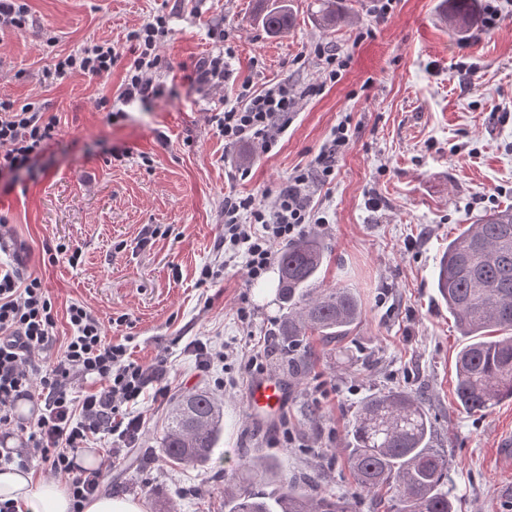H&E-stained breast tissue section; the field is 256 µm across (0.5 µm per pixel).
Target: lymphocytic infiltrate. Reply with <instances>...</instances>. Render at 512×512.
<instances>
[{
    "label": "lymphocytic infiltrate",
    "instance_id": "f902f5d3",
    "mask_svg": "<svg viewBox=\"0 0 512 512\" xmlns=\"http://www.w3.org/2000/svg\"><path fill=\"white\" fill-rule=\"evenodd\" d=\"M169 33L165 18L154 17L128 34L129 61H121L109 44H87L59 57L53 78L62 82L76 73L98 77L120 64L125 75L117 103L147 101L160 92L158 46ZM194 82L203 90L235 84V103L225 105L217 119L228 147L250 141L263 152H272L292 124L301 99L285 79L259 89L249 79L234 82L220 54L197 67ZM58 132L56 119L46 116L36 103L0 98V173L28 168ZM349 143L348 125L338 123L310 163L285 178L272 205L251 194L225 195L220 246L227 260H241L248 281L262 278L276 259V245L293 242L322 223L311 190L317 184H331L336 158ZM66 315L71 336L55 360L40 364L39 354L55 342V304L39 275L28 271L24 261L0 268V428L10 429L20 443L16 454L1 455L0 463L38 462L45 472L65 481L73 512H82L84 502L99 493L105 470L128 457L139 439L144 416L136 407L147 385L162 376L163 366L130 361L126 345L106 342L103 324L84 304H70ZM88 380L101 382V390L73 397L72 383ZM23 401L31 405L26 416L18 413ZM123 405L132 407V414L119 416ZM102 433L113 437L105 460L94 469L76 465L75 458L90 437Z\"/></svg>",
    "mask_w": 512,
    "mask_h": 512
}]
</instances>
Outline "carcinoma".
<instances>
[{"instance_id":"cac0c4a2","label":"carcinoma","mask_w":512,"mask_h":512,"mask_svg":"<svg viewBox=\"0 0 512 512\" xmlns=\"http://www.w3.org/2000/svg\"><path fill=\"white\" fill-rule=\"evenodd\" d=\"M292 18L288 0H278L261 23L277 35ZM445 19L468 30L475 0H451ZM326 258L327 249L314 237H301L281 252L277 335L289 346L314 334L328 344L338 342L360 321L362 303L351 289L317 287ZM434 286L467 339L455 357L459 407L482 414L512 400V206L477 218L448 242ZM223 419V403L211 392L174 399L160 451L177 464L207 463ZM434 434L420 398L400 388L379 391L362 403L346 431L351 498L323 492L309 477L288 479L275 462L253 456L244 474L230 477L233 487L224 488V512H355L363 499L380 512H455L454 463L433 447Z\"/></svg>"}]
</instances>
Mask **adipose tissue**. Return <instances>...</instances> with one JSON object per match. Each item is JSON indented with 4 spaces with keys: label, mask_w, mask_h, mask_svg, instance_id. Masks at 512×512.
Instances as JSON below:
<instances>
[{
    "label": "adipose tissue",
    "mask_w": 512,
    "mask_h": 512,
    "mask_svg": "<svg viewBox=\"0 0 512 512\" xmlns=\"http://www.w3.org/2000/svg\"><path fill=\"white\" fill-rule=\"evenodd\" d=\"M11 500L19 512H72V497L65 484L37 480L17 465L0 467V501Z\"/></svg>",
    "instance_id": "1"
}]
</instances>
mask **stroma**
Segmentation results:
<instances>
[{"instance_id":"35a3bbf8","label":"stroma","mask_w":512,"mask_h":512,"mask_svg":"<svg viewBox=\"0 0 512 512\" xmlns=\"http://www.w3.org/2000/svg\"><path fill=\"white\" fill-rule=\"evenodd\" d=\"M26 2L32 27L0 40V96L41 105L60 136L31 170L0 178V217L56 304L58 339L70 336L64 312L79 302L96 312L108 340L130 338L132 360L166 357L171 395L227 381L224 430L209 462L162 461L169 403L148 400L140 445L104 474L103 493L137 498L146 512H224L225 477L260 453L288 476H314L321 490L348 494L345 432L369 394L401 387L422 398L435 447L455 460L458 512H504L512 463L497 443L512 432V400L485 415L459 410L455 354L464 338L436 296L433 272L468 224L512 205V0H497L495 28L478 23L463 33L445 20L446 0H397L383 18L372 0H338L348 20L333 28L319 20L323 0H293V25L276 36L261 26L264 0ZM157 15L172 31L160 48L159 97L111 119L123 67L93 79L46 78L59 56L87 43L127 50L128 33ZM366 28L371 36L357 40ZM215 29L235 50L230 69L258 84L324 82L312 53L319 42L347 56L348 66L338 82L301 100L275 151L228 148L214 116L232 90L202 91L191 81L219 48ZM342 121L350 145L335 180L313 188L326 222L311 235L329 248L321 287L352 289L363 315L341 343L302 344L290 360L274 354L269 370L287 381L290 397L266 429L250 419L249 375L235 358L203 375L188 344L237 348L248 336L273 335L280 303L266 288L278 271L252 283L236 265L203 286L199 273L224 259L225 193L271 203L285 176L306 166ZM60 244L66 253H57ZM75 249L73 265L67 253ZM318 381L324 394L313 390Z\"/></svg>"}]
</instances>
